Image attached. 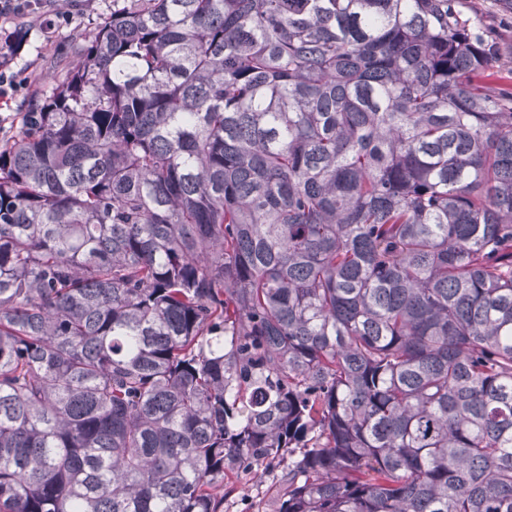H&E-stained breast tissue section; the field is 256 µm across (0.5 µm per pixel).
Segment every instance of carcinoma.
<instances>
[{
	"label": "carcinoma",
	"instance_id": "1",
	"mask_svg": "<svg viewBox=\"0 0 512 512\" xmlns=\"http://www.w3.org/2000/svg\"><path fill=\"white\" fill-rule=\"evenodd\" d=\"M0 142V512H512V45L464 0H112ZM279 473L280 469L268 472L260 467L258 471L234 479L229 487L234 485L237 490L224 498V512H264V508L271 512L269 508L278 490L276 474ZM241 489L245 491L244 496H241Z\"/></svg>",
	"mask_w": 512,
	"mask_h": 512
}]
</instances>
